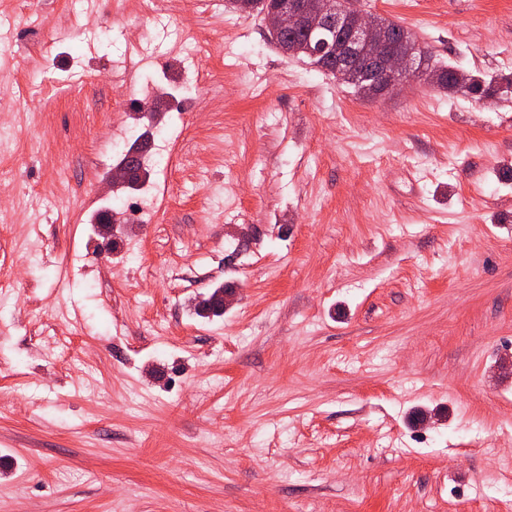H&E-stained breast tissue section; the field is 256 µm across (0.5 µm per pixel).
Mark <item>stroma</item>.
<instances>
[{
    "label": "stroma",
    "mask_w": 512,
    "mask_h": 512,
    "mask_svg": "<svg viewBox=\"0 0 512 512\" xmlns=\"http://www.w3.org/2000/svg\"><path fill=\"white\" fill-rule=\"evenodd\" d=\"M69 2L31 0L0 47V209L41 193L0 232V512H512V98L360 96L229 0L147 27L136 0ZM358 6L435 66L512 73V0ZM199 26L224 37L188 67L224 93L184 117L196 164L161 223L102 234L117 102ZM220 284L236 302L193 314Z\"/></svg>",
    "instance_id": "stroma-1"
}]
</instances>
